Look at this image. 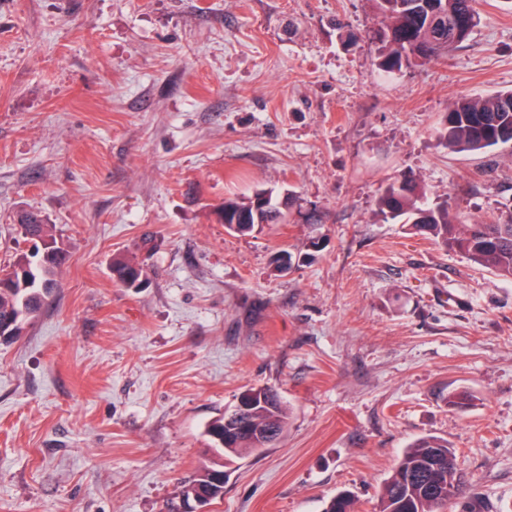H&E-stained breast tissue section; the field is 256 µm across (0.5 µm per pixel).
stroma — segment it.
<instances>
[{"label":"stroma","mask_w":512,"mask_h":512,"mask_svg":"<svg viewBox=\"0 0 512 512\" xmlns=\"http://www.w3.org/2000/svg\"><path fill=\"white\" fill-rule=\"evenodd\" d=\"M477 9L387 74L374 0H0V268L31 209L69 257L0 344V512H166L257 387L288 427L210 512H378L425 435L456 451L447 512H512V281L375 207L409 174L465 223L512 218V145L437 136L458 97L512 89V0ZM259 189L285 220L229 232L217 207Z\"/></svg>","instance_id":"1"}]
</instances>
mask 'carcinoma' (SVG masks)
I'll return each instance as SVG.
<instances>
[{
    "label": "carcinoma",
    "mask_w": 512,
    "mask_h": 512,
    "mask_svg": "<svg viewBox=\"0 0 512 512\" xmlns=\"http://www.w3.org/2000/svg\"><path fill=\"white\" fill-rule=\"evenodd\" d=\"M379 27L374 39L380 44L382 71L392 73L402 65L430 62L468 39L478 25L476 0H375ZM439 136L458 153H478L486 148L512 144V91L487 96H461L450 106ZM289 195L257 190L250 197L227 198L218 209L219 220L234 224V232L245 235L259 224H277ZM376 208L386 221L410 224L447 250L462 254L473 264L491 269L512 280V221L507 224H465L453 209L451 197L432 203L427 190L411 175H402L384 187L376 198ZM22 237L48 236V225L36 211L19 215ZM25 254L0 271L15 277L0 287V322L8 317L30 320L53 293L59 270L67 260L60 248L42 258L37 274L21 281L17 266ZM112 273L120 283L125 278L141 280L143 266L131 259L118 260ZM244 414L228 413L207 427L210 452L218 462L205 465L184 481L180 499L186 503L204 499L213 503L224 498V486L214 475L224 470V461L241 458L281 436L288 425V409L280 395L270 388H251L242 395ZM455 457L448 442L433 436L415 441L398 460L386 480L379 500V512H440L456 497V467L448 466ZM324 512H353L348 493L332 497Z\"/></svg>",
    "instance_id": "obj_1"
}]
</instances>
